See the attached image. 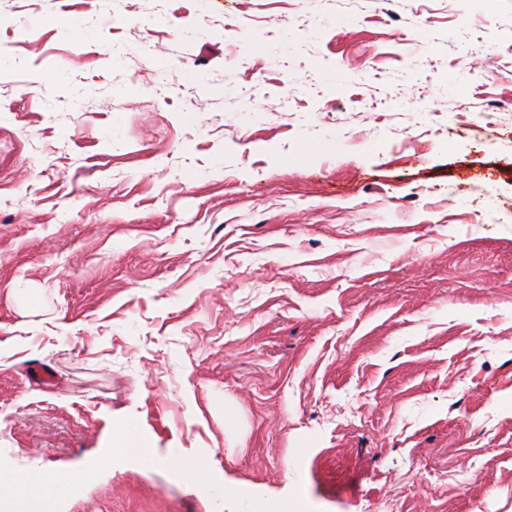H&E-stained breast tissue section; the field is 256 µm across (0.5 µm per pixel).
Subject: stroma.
Returning a JSON list of instances; mask_svg holds the SVG:
<instances>
[{"label": "stroma", "mask_w": 512, "mask_h": 512, "mask_svg": "<svg viewBox=\"0 0 512 512\" xmlns=\"http://www.w3.org/2000/svg\"><path fill=\"white\" fill-rule=\"evenodd\" d=\"M0 469L512 512V0H0Z\"/></svg>", "instance_id": "stroma-1"}]
</instances>
